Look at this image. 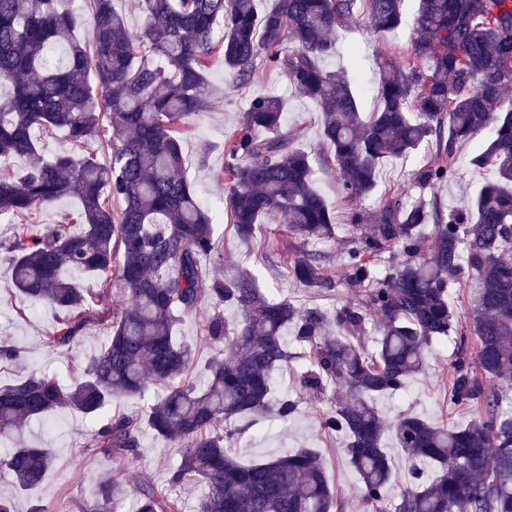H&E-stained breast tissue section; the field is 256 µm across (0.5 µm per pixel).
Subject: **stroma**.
Returning <instances> with one entry per match:
<instances>
[{"label": "stroma", "mask_w": 512, "mask_h": 512, "mask_svg": "<svg viewBox=\"0 0 512 512\" xmlns=\"http://www.w3.org/2000/svg\"><path fill=\"white\" fill-rule=\"evenodd\" d=\"M336 37V53L326 58L324 65L330 70L348 71L352 86L360 96L362 111L372 112L377 107L375 89L382 77L379 57L385 54L400 58L410 53V30L401 28L384 40L376 34L370 19L359 14L339 27ZM208 75L212 107L183 137L181 147L187 160V177L206 205L220 214L224 211L225 201L217 174L224 163V134L241 122L251 90L273 91L287 96L288 125L300 144L312 152L319 147L321 113L308 99L293 95L282 71L261 72L252 89L246 90L235 87L224 72L223 57L216 56L210 61ZM433 153V146L428 145L409 159L386 163L378 177L376 194L363 200V208L376 209L381 193L398 187L413 198L439 197L445 209H463L475 191L493 177L490 168L478 169L464 164L439 187L420 188L415 182V173L430 161ZM214 232L224 247L223 274H232L236 266L243 265L254 271L268 296L285 297L299 305L308 301V293L290 278L286 265L269 264L255 246L250 248L241 244L224 221H217ZM7 266V255L0 250V337L9 338L19 347L23 358L14 364H0V385L19 382L34 372L56 377L66 384L75 382L85 360L103 348L107 340L106 330L103 326L92 325L71 347H47L43 338L53 325L55 312L49 306L38 305L26 317H18L15 308L19 298L5 275ZM454 356L452 343L433 344L428 351L425 372L412 379L405 391L381 398L378 402L380 412L389 418L412 412L439 425L468 423L473 417L472 412L456 407L448 400V379ZM307 362V355H300L276 373L273 382L275 394L300 396L299 414L286 423L270 415L247 426L235 454L240 462L250 464L272 459L289 449H316L322 456L330 483L347 499L346 512H370L358 491L357 476L348 462L344 438L327 433L321 427L323 414L334 402L345 399L346 394L333 389L317 394L301 390L299 377ZM145 406L142 400L116 401L98 418L89 419L73 413L67 415L57 428L46 420L30 422L24 434L25 442L53 448L55 463L41 486L31 494L19 492L12 476L0 471V496L12 500L15 512H29L37 502L45 505L49 512H54L61 502L66 504L67 512H80L103 474L123 482L133 469L147 475L159 491L170 492L174 488H171L169 478L179 461V449L156 437L152 431L143 432L139 455L133 460L120 455H93L84 450L89 435L103 420L117 413L141 411ZM174 490L181 495L186 508H193L199 493L194 484L187 483Z\"/></svg>", "instance_id": "stroma-1"}]
</instances>
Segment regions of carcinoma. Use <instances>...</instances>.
Masks as SVG:
<instances>
[{
	"label": "carcinoma",
	"instance_id": "carcinoma-1",
	"mask_svg": "<svg viewBox=\"0 0 512 512\" xmlns=\"http://www.w3.org/2000/svg\"><path fill=\"white\" fill-rule=\"evenodd\" d=\"M0 0V218L31 216L65 197L80 203L31 233L1 243L7 276L27 300L51 306L45 336L54 349L73 344L91 324L107 326L104 348L89 357L80 379L63 385L46 374L0 387V438L20 437L27 423L55 413L94 418L115 398L162 393L143 412L117 414L86 445L92 454L138 456L149 428L180 448L170 483L203 486L194 512H343L319 457L306 449L242 464L229 448L237 418H292L299 400L272 397L274 375L293 353L288 335L308 348L301 386L343 389L348 399L323 416L324 429L347 439L359 493L373 512H512V408L486 379L512 382V0H417L411 54L381 62V105L368 116L346 74L324 68L336 28L364 11L386 38L403 24L404 0H141L144 25L129 28L117 0ZM93 27L84 42L79 30ZM248 88L261 68L282 70L295 92L323 118L317 159L296 144L286 101L251 94L240 124L224 135V217L249 242L255 227L280 217L296 244L288 274L311 295L296 305L271 298L247 270L224 277L201 264L221 258L216 215L184 176L181 136L210 109L208 62ZM489 130L470 159L491 167L465 210L444 214L440 202L408 200L397 189L375 211L358 202L374 191L380 167L425 144L435 159L417 170L423 188L456 174L459 147ZM64 132L71 149L50 157L38 137ZM109 161L99 160V150ZM30 163L21 171L13 159ZM342 180L349 288L358 303L330 314L316 302L338 288L327 255L303 245L336 235L335 213L319 190L314 163ZM108 292L117 277L124 304L99 312L81 287L86 276ZM471 288L470 320L460 325L449 295ZM237 309L230 324L223 307ZM208 307L204 343L213 354L206 383L190 380L195 350L176 336L186 316ZM379 337L368 350L370 330ZM457 335L448 397L480 418L436 425L413 413L383 416L376 400L405 389L425 368L431 342ZM476 340L469 355L467 336ZM22 351L0 340V364ZM392 433L409 461L407 487L391 502L392 468L384 436ZM53 449L23 442L0 455L21 492L43 482ZM137 512H182L178 495L162 494L140 472L129 477ZM124 485L107 477L82 512H109Z\"/></svg>",
	"mask_w": 512,
	"mask_h": 512
}]
</instances>
